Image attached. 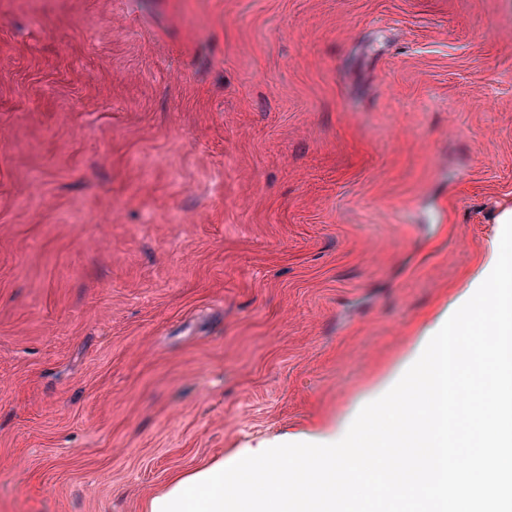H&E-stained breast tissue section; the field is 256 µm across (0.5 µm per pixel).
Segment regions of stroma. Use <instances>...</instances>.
I'll list each match as a JSON object with an SVG mask.
<instances>
[{
  "instance_id": "stroma-1",
  "label": "stroma",
  "mask_w": 512,
  "mask_h": 512,
  "mask_svg": "<svg viewBox=\"0 0 512 512\" xmlns=\"http://www.w3.org/2000/svg\"><path fill=\"white\" fill-rule=\"evenodd\" d=\"M506 208L512 0H7L0 512L335 429Z\"/></svg>"
}]
</instances>
